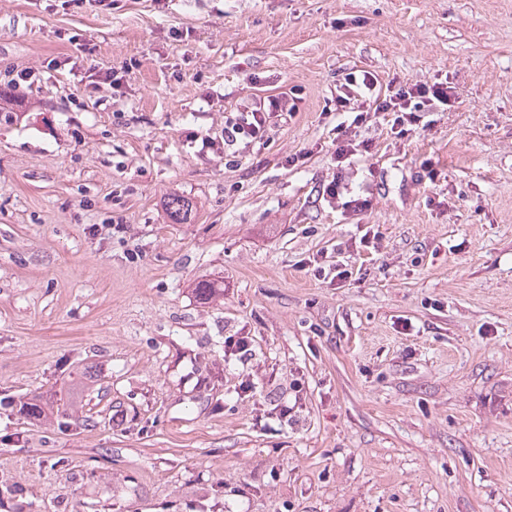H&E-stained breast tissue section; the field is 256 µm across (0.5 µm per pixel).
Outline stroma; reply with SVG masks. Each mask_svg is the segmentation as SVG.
Here are the masks:
<instances>
[{"instance_id":"stroma-1","label":"stroma","mask_w":512,"mask_h":512,"mask_svg":"<svg viewBox=\"0 0 512 512\" xmlns=\"http://www.w3.org/2000/svg\"><path fill=\"white\" fill-rule=\"evenodd\" d=\"M359 70L453 91L356 214ZM0 512H512V0H0ZM291 95H270L264 97L259 103L252 105L249 111L233 112L235 116L224 118V154L239 141L250 144L262 140L268 129L277 123L286 122L296 112V101L300 99L296 93ZM284 120V121H283Z\"/></svg>"}]
</instances>
